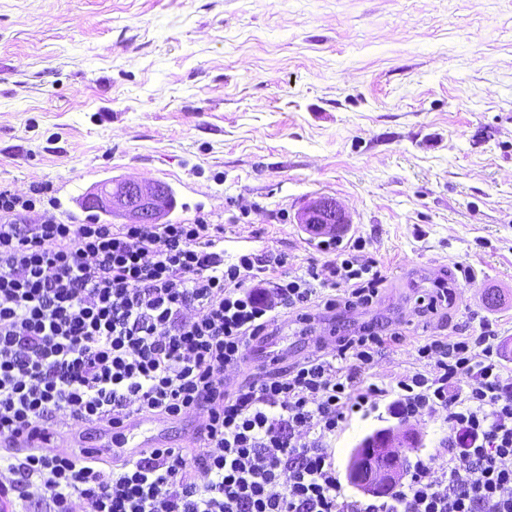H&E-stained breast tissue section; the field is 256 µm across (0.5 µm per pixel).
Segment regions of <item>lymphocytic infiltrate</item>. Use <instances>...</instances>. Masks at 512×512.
<instances>
[{
    "label": "lymphocytic infiltrate",
    "instance_id": "obj_1",
    "mask_svg": "<svg viewBox=\"0 0 512 512\" xmlns=\"http://www.w3.org/2000/svg\"><path fill=\"white\" fill-rule=\"evenodd\" d=\"M42 198L0 189V438L25 442L0 470L21 512H512V379L492 322L417 346L423 371L394 383L365 372L383 322L339 336L288 372L265 367L226 387V370L282 318L371 306L383 279L366 242H322V270L277 256L224 260V227L71 224L36 216ZM418 420L447 411V459L416 460L383 500L343 496L330 440L348 414L377 409ZM205 415L194 455L153 448L103 473L94 452L52 449L64 418L83 433L130 416Z\"/></svg>",
    "mask_w": 512,
    "mask_h": 512
}]
</instances>
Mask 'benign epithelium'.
<instances>
[{
	"mask_svg": "<svg viewBox=\"0 0 512 512\" xmlns=\"http://www.w3.org/2000/svg\"><path fill=\"white\" fill-rule=\"evenodd\" d=\"M94 209L129 224H159L172 206L171 189L158 183L109 181L86 193ZM297 223L316 230L329 224H347L349 219L336 199L320 196L308 202L298 213ZM419 432L411 426L388 428L365 442L366 451L356 463L354 479L358 488L378 496L405 472V451Z\"/></svg>",
	"mask_w": 512,
	"mask_h": 512,
	"instance_id": "1",
	"label": "benign epithelium"
}]
</instances>
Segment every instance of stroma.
I'll use <instances>...</instances> for the list:
<instances>
[{"label":"stroma","instance_id":"35a3bbf8","mask_svg":"<svg viewBox=\"0 0 512 512\" xmlns=\"http://www.w3.org/2000/svg\"><path fill=\"white\" fill-rule=\"evenodd\" d=\"M163 182L173 222L223 225L225 261L322 266L299 210L336 198L385 282L376 304L281 324L297 360L383 320V383L430 336L489 318L512 376V0H0V187L77 220L107 180ZM455 305L423 309L441 280ZM385 409L351 414L339 472Z\"/></svg>","mask_w":512,"mask_h":512}]
</instances>
